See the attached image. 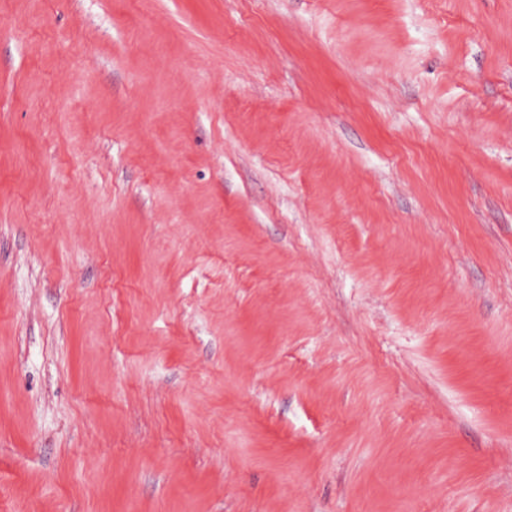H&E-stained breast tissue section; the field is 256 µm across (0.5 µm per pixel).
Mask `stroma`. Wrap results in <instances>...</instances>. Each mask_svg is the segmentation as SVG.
<instances>
[{"instance_id": "35a3bbf8", "label": "stroma", "mask_w": 512, "mask_h": 512, "mask_svg": "<svg viewBox=\"0 0 512 512\" xmlns=\"http://www.w3.org/2000/svg\"><path fill=\"white\" fill-rule=\"evenodd\" d=\"M0 512H512V0H0Z\"/></svg>"}]
</instances>
